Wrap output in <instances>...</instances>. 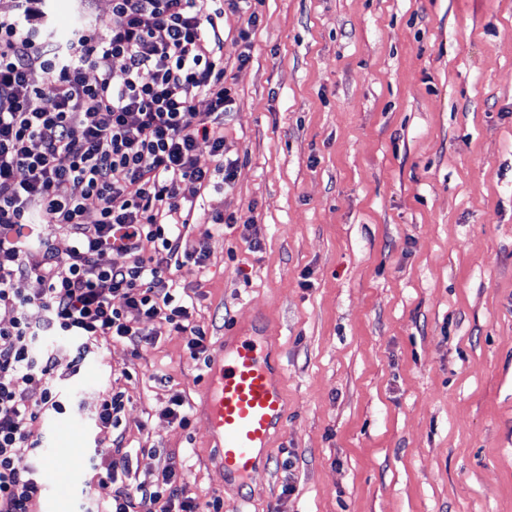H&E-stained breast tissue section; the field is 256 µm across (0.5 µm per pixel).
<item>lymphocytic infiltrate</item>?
<instances>
[{"label": "lymphocytic infiltrate", "instance_id": "lymphocytic-infiltrate-1", "mask_svg": "<svg viewBox=\"0 0 512 512\" xmlns=\"http://www.w3.org/2000/svg\"><path fill=\"white\" fill-rule=\"evenodd\" d=\"M41 4L15 0L0 13V307L13 312L0 325V512H38L46 487L35 426L71 410L61 386L102 339L138 351L147 321L185 334L192 360L206 354L192 306L173 286L175 274L203 267L207 256L206 238L188 243L179 228L193 207L182 185L205 191L214 174L227 183L236 174L218 121L234 99L211 0H112L111 17L63 44ZM89 65L102 66L98 80H87ZM200 97L208 110L188 124ZM204 150L213 169L197 164ZM90 210L96 223L84 221ZM37 221L64 231L68 249L33 230ZM21 278L32 283L28 293L15 287ZM21 447L30 460L17 456ZM129 458L119 434L107 463L88 459L112 495L85 493L83 512H221L220 499L188 496L174 461L155 482L124 483Z\"/></svg>", "mask_w": 512, "mask_h": 512}]
</instances>
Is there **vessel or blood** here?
Returning a JSON list of instances; mask_svg holds the SVG:
<instances>
[{"instance_id":"b4317fda","label":"vessel or blood","mask_w":512,"mask_h":512,"mask_svg":"<svg viewBox=\"0 0 512 512\" xmlns=\"http://www.w3.org/2000/svg\"><path fill=\"white\" fill-rule=\"evenodd\" d=\"M276 342L238 330L210 356L200 412L225 479L242 481L262 466L273 435L283 428L287 403Z\"/></svg>"}]
</instances>
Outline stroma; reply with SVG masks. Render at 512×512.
<instances>
[{"instance_id":"35a3bbf8","label":"stroma","mask_w":512,"mask_h":512,"mask_svg":"<svg viewBox=\"0 0 512 512\" xmlns=\"http://www.w3.org/2000/svg\"><path fill=\"white\" fill-rule=\"evenodd\" d=\"M250 60L224 10V151L235 180L194 197L212 216L203 278L182 271L214 346L259 325L276 338L288 414L267 468L225 481L198 408L203 362L159 329L138 355L101 343L66 391L85 426L65 494L112 437L93 418L121 394L133 482L171 457L189 496L223 512H512V0H251ZM58 39L112 0H46Z\"/></svg>"}]
</instances>
